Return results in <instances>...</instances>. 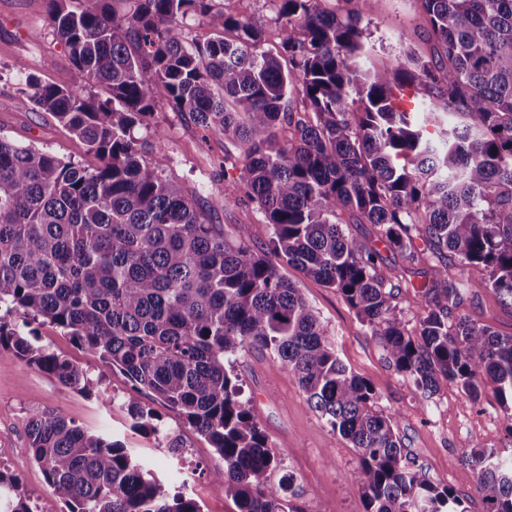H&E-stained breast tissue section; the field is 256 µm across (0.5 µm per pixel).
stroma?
<instances>
[{
	"instance_id": "35a3bbf8",
	"label": "stroma",
	"mask_w": 512,
	"mask_h": 512,
	"mask_svg": "<svg viewBox=\"0 0 512 512\" xmlns=\"http://www.w3.org/2000/svg\"><path fill=\"white\" fill-rule=\"evenodd\" d=\"M327 4L361 16L366 27L362 68L390 67L407 47L430 57L429 27L419 0H327ZM45 12V0H0V136L91 165L94 156L48 114L11 106L27 76L51 81L70 72L63 44L44 28ZM70 74L75 85H83L82 74ZM153 123L165 137L148 141L146 157L158 152L165 155L164 177L189 194L209 223L223 225L228 234L245 239L254 250L265 249L269 228L261 214L225 200L217 191L224 183L225 154H232L240 168L245 163L241 149L184 120L164 101L157 105ZM281 272L297 283L318 312L338 357L373 385L379 395L378 407L392 417L407 460L421 466L431 481L459 492L469 512H485L477 473L462 463L461 454L477 444L500 458L512 459V420L494 393L485 391L474 402L455 384L443 380L428 402L419 403L412 380L395 370L384 349L335 289L288 266ZM460 313L512 334V309L501 306L492 293L466 301ZM32 329L39 345L76 362L94 382L92 393H78L55 377L25 366L12 353L0 352V466L17 477L36 512L62 510L32 459L26 433L29 417L47 409L121 440L157 479L195 499L202 512H236L233 501L220 489L224 473L214 464L213 448L176 411L162 405L157 408L161 426L181 441L180 450L172 453L153 435L133 428L120 408V401L132 391L125 376L76 346L60 330L38 323ZM231 361L242 401L253 409L273 452L302 490L296 505L303 512H365L355 449L309 406L287 367L269 352L256 349L239 351ZM104 395L114 398L113 406H102Z\"/></svg>"
}]
</instances>
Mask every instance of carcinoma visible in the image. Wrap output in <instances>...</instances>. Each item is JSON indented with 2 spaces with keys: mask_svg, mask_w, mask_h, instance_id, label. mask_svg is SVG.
I'll use <instances>...</instances> for the list:
<instances>
[{
  "mask_svg": "<svg viewBox=\"0 0 512 512\" xmlns=\"http://www.w3.org/2000/svg\"><path fill=\"white\" fill-rule=\"evenodd\" d=\"M112 2L47 0L50 33L102 95L63 72L46 83L27 78L10 103L51 115L97 164L0 136V349L87 393L86 372L12 318L62 330L131 382L124 407L133 427L160 434L158 415L137 398L145 391L180 412L214 448L221 490L238 512H302L284 507L295 477L272 481L281 460L224 366L245 348L267 350L357 449L366 512H469L455 490L406 460L374 387L337 356L280 267L336 289L421 401L442 378L474 401L489 385L512 418V334L452 317L481 290L512 307V0H420L433 56L405 49L374 70L359 63L360 18L321 0H273L286 68L264 49L262 24L215 0H123L124 11ZM198 17L213 34L190 42L187 21ZM423 91L446 108L433 135L431 120L406 108ZM160 98L244 148L242 174L224 172V199L263 216L265 253L206 223L163 178V154L144 158L134 130L163 137L151 126ZM346 214L377 226L385 247L412 262L429 249L486 277L444 265L419 287L403 284L379 250L346 234ZM403 287L418 308L412 333L394 303ZM27 437L65 512H201L146 478L121 441L55 410L34 413ZM462 461L477 471L486 512H512V463L475 448ZM0 512H33L2 470Z\"/></svg>",
  "mask_w": 512,
  "mask_h": 512,
  "instance_id": "cac0c4a2",
  "label": "carcinoma"
}]
</instances>
